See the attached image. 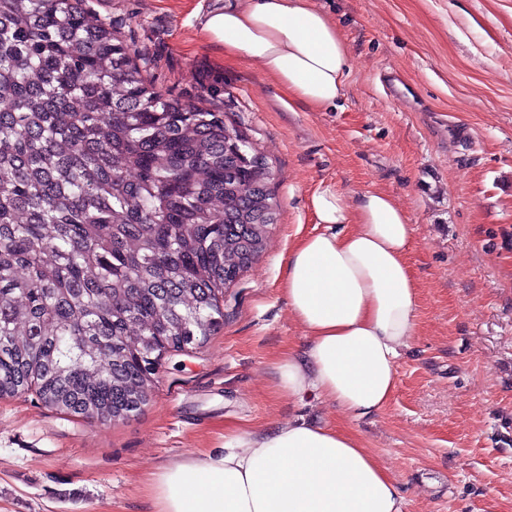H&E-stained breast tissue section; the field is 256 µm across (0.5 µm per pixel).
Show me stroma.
Instances as JSON below:
<instances>
[{"label":"stroma","instance_id":"1","mask_svg":"<svg viewBox=\"0 0 512 512\" xmlns=\"http://www.w3.org/2000/svg\"><path fill=\"white\" fill-rule=\"evenodd\" d=\"M218 0H89L164 92L214 106L274 172L278 217L259 259L224 294V324L166 352L148 403L125 420L0 398V512H153L149 475L221 448L230 431L298 417L342 427L389 469L406 512H512V0H314L349 51L335 108L282 104L259 64H227L200 28ZM405 81L403 96L381 74ZM380 190L414 229L418 334L397 388L354 420L276 393L272 364L307 339L279 290L313 231L320 183Z\"/></svg>","mask_w":512,"mask_h":512}]
</instances>
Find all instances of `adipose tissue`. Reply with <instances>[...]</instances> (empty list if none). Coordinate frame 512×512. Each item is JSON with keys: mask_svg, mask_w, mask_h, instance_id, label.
<instances>
[{"mask_svg": "<svg viewBox=\"0 0 512 512\" xmlns=\"http://www.w3.org/2000/svg\"><path fill=\"white\" fill-rule=\"evenodd\" d=\"M201 29L225 56L257 62L289 104L323 111L343 94L347 45L313 0H226ZM308 205L320 229L297 239L280 288L307 343L275 362L274 389L366 418L388 405L417 334L413 226L382 191L323 184ZM148 490L154 512H406L395 478L355 435L303 417L159 467Z\"/></svg>", "mask_w": 512, "mask_h": 512, "instance_id": "adipose-tissue-1", "label": "adipose tissue"}]
</instances>
